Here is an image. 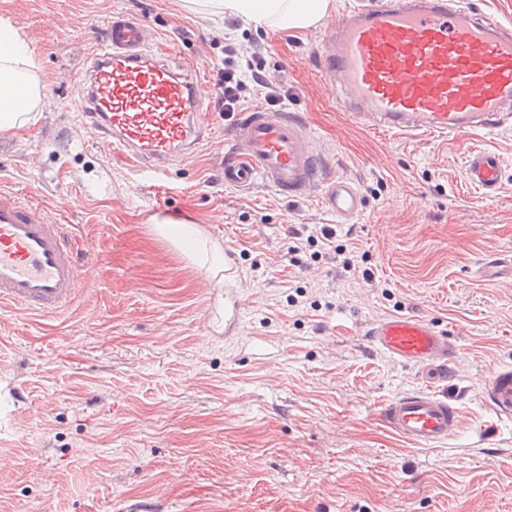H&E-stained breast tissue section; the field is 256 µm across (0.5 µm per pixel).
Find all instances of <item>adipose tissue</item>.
<instances>
[{"instance_id": "adipose-tissue-1", "label": "adipose tissue", "mask_w": 512, "mask_h": 512, "mask_svg": "<svg viewBox=\"0 0 512 512\" xmlns=\"http://www.w3.org/2000/svg\"><path fill=\"white\" fill-rule=\"evenodd\" d=\"M201 12L221 16L230 14L245 21L275 29H302L319 22L327 13L329 0H192ZM34 55L29 41L17 28L0 23V131L25 126L30 112L40 101V86L28 71ZM26 96L27 109L5 108L4 102L15 92ZM156 233L171 241L207 276V285H224V247L199 224H159Z\"/></svg>"}]
</instances>
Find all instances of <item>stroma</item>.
<instances>
[{"label": "stroma", "mask_w": 512, "mask_h": 512, "mask_svg": "<svg viewBox=\"0 0 512 512\" xmlns=\"http://www.w3.org/2000/svg\"><path fill=\"white\" fill-rule=\"evenodd\" d=\"M115 13L176 45L209 102L225 44L260 50L265 75L291 90L285 111L305 117L364 208L341 224L315 199L225 186L232 123L215 108L208 141L158 188L83 129V162L111 196L37 199L80 245L77 303L55 316L0 308V512H512V419L480 397L487 373L512 366V279L472 276L488 256L512 257V128L451 144L357 126L314 68L320 25L268 29L184 0H0V18L36 48L42 87L30 122L0 134V190L29 197L51 124L80 123L74 77ZM475 147L503 160L497 197L464 178ZM162 202L233 253L223 287H205L155 234ZM322 225L354 271L297 245L295 232ZM228 293L242 306L231 334L215 319ZM400 312L459 332L457 376L443 386L460 399L459 432L434 448L401 440L380 415L383 400L424 387L418 371L363 348L372 320Z\"/></svg>", "instance_id": "35a3bbf8"}]
</instances>
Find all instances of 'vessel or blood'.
<instances>
[{"label": "vessel or blood", "instance_id": "obj_1", "mask_svg": "<svg viewBox=\"0 0 512 512\" xmlns=\"http://www.w3.org/2000/svg\"><path fill=\"white\" fill-rule=\"evenodd\" d=\"M89 64L76 78L74 111L109 139L117 161L150 184L207 140L205 103L195 74L176 66L158 47L144 19L115 14ZM314 62L336 88V107L359 125L398 137L433 135L457 141L487 136L512 125V25L467 0H360L326 26ZM224 183L263 182L284 200L316 196L342 224L362 210V195L335 175L331 160L314 147L301 114L255 107L232 126ZM464 176L488 197L501 190V158L492 150L468 153ZM60 187L96 201L103 187L59 167ZM63 225L48 223L36 205L0 191V305L21 314H55L76 301L84 268ZM483 280L512 277V258L491 256ZM370 344L399 364L450 380L457 344L452 329L420 314L396 313L373 322ZM482 400L497 417L512 418V367L482 380ZM382 418L397 436L423 447L454 437L460 427L456 399L433 388L400 393Z\"/></svg>", "mask_w": 512, "mask_h": 512}]
</instances>
